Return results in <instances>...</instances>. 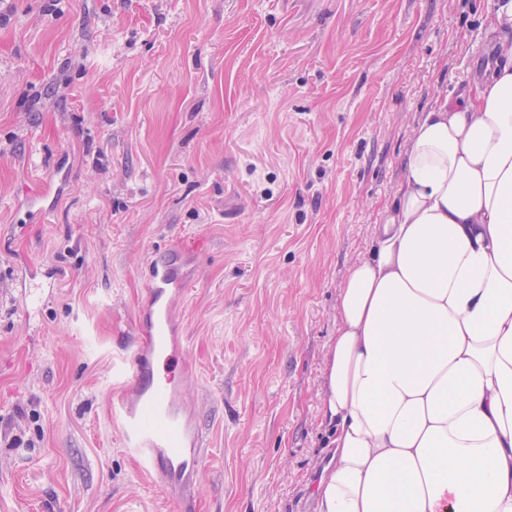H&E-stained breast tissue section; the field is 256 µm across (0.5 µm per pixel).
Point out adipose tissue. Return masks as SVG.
<instances>
[{
	"mask_svg": "<svg viewBox=\"0 0 512 512\" xmlns=\"http://www.w3.org/2000/svg\"><path fill=\"white\" fill-rule=\"evenodd\" d=\"M425 112L349 270L318 512H512V42Z\"/></svg>",
	"mask_w": 512,
	"mask_h": 512,
	"instance_id": "1",
	"label": "adipose tissue"
}]
</instances>
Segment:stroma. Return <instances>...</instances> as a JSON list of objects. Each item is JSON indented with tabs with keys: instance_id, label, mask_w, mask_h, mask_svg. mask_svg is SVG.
Instances as JSON below:
<instances>
[{
	"instance_id": "obj_1",
	"label": "stroma",
	"mask_w": 512,
	"mask_h": 512,
	"mask_svg": "<svg viewBox=\"0 0 512 512\" xmlns=\"http://www.w3.org/2000/svg\"><path fill=\"white\" fill-rule=\"evenodd\" d=\"M494 3L0 0V512H317L341 288L424 112L496 61ZM157 260L209 457L177 495L111 412ZM30 277V276H29ZM30 280L33 283L27 285L24 281V298H25V312L27 316L35 313L39 307V302L45 294H49L52 288L56 285V273L51 269L36 270L31 274Z\"/></svg>"
}]
</instances>
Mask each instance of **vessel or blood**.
Instances as JSON below:
<instances>
[{"label": "vessel or blood", "mask_w": 512, "mask_h": 512, "mask_svg": "<svg viewBox=\"0 0 512 512\" xmlns=\"http://www.w3.org/2000/svg\"><path fill=\"white\" fill-rule=\"evenodd\" d=\"M149 301L138 323V344L123 363L121 373L136 389L134 403L113 407L123 444L145 471L162 485L185 474L200 476L206 455L198 429L181 418L180 377L187 366L184 348L176 340L171 309L181 288L169 264H149L146 273ZM24 291L25 312L33 314L56 285L53 270L32 273Z\"/></svg>", "instance_id": "b4317fda"}]
</instances>
